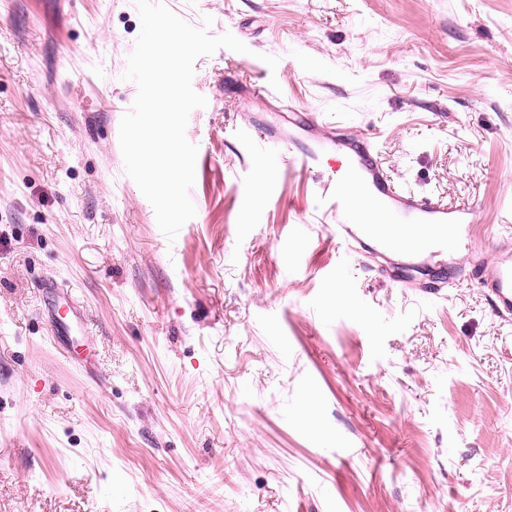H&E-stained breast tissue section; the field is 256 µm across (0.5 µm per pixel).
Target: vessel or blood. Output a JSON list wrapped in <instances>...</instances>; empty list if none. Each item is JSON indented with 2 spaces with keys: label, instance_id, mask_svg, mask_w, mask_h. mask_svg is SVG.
Returning a JSON list of instances; mask_svg holds the SVG:
<instances>
[{
  "label": "vessel or blood",
  "instance_id": "b4317fda",
  "mask_svg": "<svg viewBox=\"0 0 512 512\" xmlns=\"http://www.w3.org/2000/svg\"><path fill=\"white\" fill-rule=\"evenodd\" d=\"M283 155L314 179V211L339 247L382 258L391 285L426 297L477 286L493 314L512 325V217L501 216L485 253L476 245L478 201L450 205L397 181L368 137L345 134L335 122L289 121ZM374 211L384 223H370ZM85 330L83 308L65 297L52 312L54 336Z\"/></svg>",
  "mask_w": 512,
  "mask_h": 512
}]
</instances>
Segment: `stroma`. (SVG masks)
<instances>
[{"instance_id":"35a3bbf8","label":"stroma","mask_w":512,"mask_h":512,"mask_svg":"<svg viewBox=\"0 0 512 512\" xmlns=\"http://www.w3.org/2000/svg\"><path fill=\"white\" fill-rule=\"evenodd\" d=\"M164 3L249 48L195 63L172 241L119 144L135 0H0V512H512V326L337 251L307 176L246 132L287 131L292 102L342 120L395 179L480 201L492 251L512 0ZM48 280L85 307L91 369L51 341Z\"/></svg>"}]
</instances>
